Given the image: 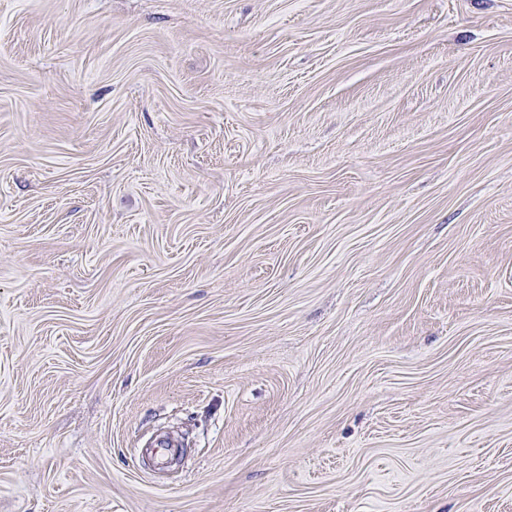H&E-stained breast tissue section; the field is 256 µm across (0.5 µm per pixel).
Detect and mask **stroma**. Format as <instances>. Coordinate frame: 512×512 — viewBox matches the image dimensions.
Wrapping results in <instances>:
<instances>
[{"label":"stroma","instance_id":"35a3bbf8","mask_svg":"<svg viewBox=\"0 0 512 512\" xmlns=\"http://www.w3.org/2000/svg\"><path fill=\"white\" fill-rule=\"evenodd\" d=\"M0 512H512V0H0Z\"/></svg>","mask_w":512,"mask_h":512}]
</instances>
